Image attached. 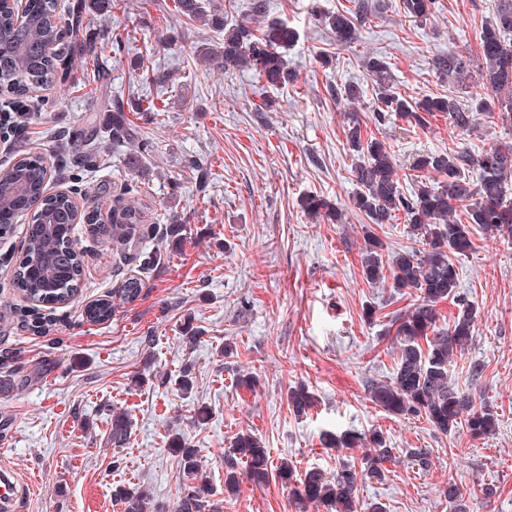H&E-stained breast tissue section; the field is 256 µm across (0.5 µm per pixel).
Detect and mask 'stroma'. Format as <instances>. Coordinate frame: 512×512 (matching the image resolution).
<instances>
[{
  "instance_id": "obj_1",
  "label": "stroma",
  "mask_w": 512,
  "mask_h": 512,
  "mask_svg": "<svg viewBox=\"0 0 512 512\" xmlns=\"http://www.w3.org/2000/svg\"><path fill=\"white\" fill-rule=\"evenodd\" d=\"M369 2L360 40L343 48L313 12L348 11L354 0H267L269 15L298 32L286 53L294 81L277 89L251 69L227 73L198 63L218 36L211 25L171 19L173 0H147L141 11L111 7L67 38L78 46L107 31L122 34L105 64L106 92L89 93L77 70L64 84L25 96L29 111L48 121H31L21 139L1 138L0 167L14 162L16 144L24 142L52 166L48 192L74 189L98 197L104 210L113 191L136 181L148 208L139 249L162 250L164 259L141 272L132 257L78 231L80 295L56 309L50 333L39 335L26 328L31 307L12 286L24 231L0 239V364L12 373L11 388L0 391V471L31 490L16 512H121L117 490L136 488L148 492V512H170L187 482L169 448L176 435L198 449L201 482L220 512H296L290 488L278 482L259 488L245 481L237 493L225 492L224 452L249 432L272 460H288L300 472L361 467L362 448H324L322 431L336 429L380 430L393 449L384 480L359 483L360 500L382 503L386 512H452L448 484L490 483L495 496L472 501V512H512V240L474 230L473 248L453 257L458 295L437 305L446 321L464 304L476 311L474 336L450 374L476 405L496 411L495 432L445 435L425 419L384 412L368 386L391 376L393 321L416 297L368 285L361 252L370 233L390 252L418 242L403 216L377 225L354 208L355 156L346 140L358 118L364 138L390 147L406 195L418 155L448 148L477 154L512 140L481 114L464 133L440 112L423 127L396 115L376 121L378 88L365 67L369 57L385 61L392 91L404 98L450 96L471 106L483 95L476 67L451 78L436 62L452 50L476 57L499 0H436L423 22L405 18L402 0ZM159 66L170 85L158 112L129 115L147 143L134 174L124 151L112 147V100L149 93ZM350 82L363 85L360 102L337 98V87ZM266 99L273 110L259 111ZM87 120L106 164H58L54 134ZM310 194L335 204L341 223L309 219L300 201ZM174 221L184 227L182 240L162 236ZM134 273L143 279L137 300L117 303L108 322H88L85 305ZM188 322L200 332L191 348L182 340ZM474 364L482 368L476 380ZM186 368L188 395L179 386ZM247 372L257 379L254 388L237 383ZM301 385L316 404L298 417L287 395ZM200 407L209 415L202 424ZM119 410L132 428L117 446L110 429ZM411 448L431 449L427 469L413 464Z\"/></svg>"
}]
</instances>
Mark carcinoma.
I'll list each match as a JSON object with an SVG mask.
<instances>
[{"label":"carcinoma","instance_id":"cac0c4a2","mask_svg":"<svg viewBox=\"0 0 512 512\" xmlns=\"http://www.w3.org/2000/svg\"><path fill=\"white\" fill-rule=\"evenodd\" d=\"M432 4L433 0H402V9L406 17L421 22L428 18ZM57 9L58 0H27L25 18L18 21L7 6L0 7L1 93L21 98L34 88L57 84L58 59L46 51L48 44L57 41ZM368 9L366 0H358L354 12L320 14L318 21L330 29L338 46L347 47L358 41V25L365 22ZM173 12L177 20L207 21L202 0H174ZM266 13V0H253L247 15L231 21L225 17L213 19L224 35L215 47L204 52V61L219 64L226 74L253 69L274 87L293 81L285 52L296 40L297 31L278 18L260 21ZM479 40L478 75L491 95L476 99L474 107L467 110L452 97H425L414 102L399 97L388 88L385 63L368 59L367 69L379 88L377 120H382L385 112H397L407 121L424 126L427 117L446 112L453 128L463 133L471 128L475 113L482 112L512 127V0H500L495 21L481 29ZM111 41L117 43L119 39L107 36L75 53L69 49L65 52L68 67L78 61L86 70L91 94L105 87L102 64ZM438 67L453 77L469 64L462 54L450 52L439 60ZM346 137L357 156L351 170L359 188L354 207L373 224H390L396 213L403 212L410 230L426 245L422 251L386 254L371 236L362 253V274L367 283L382 285L389 281L393 288L417 292L416 303L393 322L392 344L397 355L394 372L390 380L370 384L371 400L391 415L421 417L442 433L463 426L474 438L487 436L495 430V413L488 408L475 409L472 398L456 388L448 370L455 353L462 351L473 335L471 305L464 304L461 316L443 323L435 304L455 296L458 273L452 255L473 247L471 225L481 227L491 237H512V203L503 200L505 181L512 176V143L492 146L477 155L453 148L420 155L412 170L434 173L442 181L435 185L416 180L415 189L406 196L399 190L396 165L385 143L376 138L363 140L357 121L348 127ZM92 140L94 130L86 127L70 135L59 134L54 152L62 162L82 164L91 158L88 148ZM112 144L126 148L127 165L137 170L146 143L118 99L112 100ZM46 180V159L37 152L23 151L11 166L0 169V238L13 235L18 217H30L12 286L34 306L53 309L75 299L82 281L83 258L76 247V223L87 225L92 236L126 252L138 243L146 213L126 189L112 197L108 219L101 218L99 207L94 205L86 207L77 218L70 196L47 192ZM20 183L25 187L23 193L16 190ZM464 201L468 208L463 222L457 217L456 203ZM301 208L312 217L325 215L338 220L337 210L322 197L304 198ZM142 288L141 278L129 276L118 290L120 299L132 302ZM114 310L112 296L108 295L86 305L84 314L90 322L103 323L111 319ZM288 404L297 414H306L315 405V398L301 387L288 392ZM128 431L127 415L112 413V441L121 444ZM324 442L338 450L366 446L365 474L377 480L385 476L383 464L392 457V449L383 434L327 431ZM173 445L187 478L196 479L198 450L180 436L174 438ZM225 466L224 487L230 492L236 490L239 476L244 475L255 486L272 481L297 483L293 497L302 508L311 503L326 512H384L378 503L359 505L356 471L342 468L329 475L314 467L296 480L288 463L272 466L267 449L250 434L236 438L225 455ZM495 493L491 484L465 491L450 483L445 497L454 512H471L472 500L490 498ZM117 500L122 512H146L149 497L143 491L132 490L117 494ZM173 512H219V508L209 491L187 484Z\"/></svg>","mask_w":512,"mask_h":512}]
</instances>
